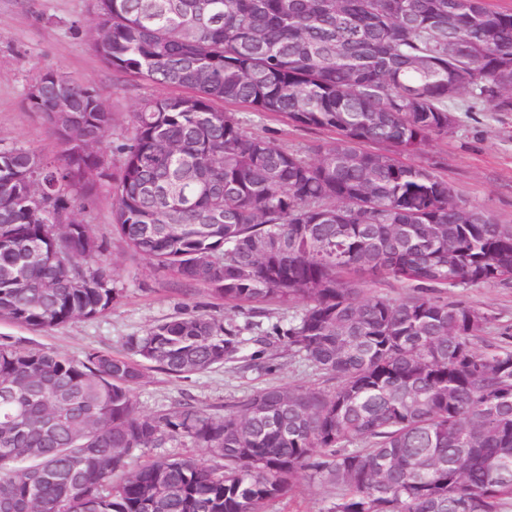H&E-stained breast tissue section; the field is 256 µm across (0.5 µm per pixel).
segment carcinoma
Returning a JSON list of instances; mask_svg holds the SVG:
<instances>
[{
	"mask_svg": "<svg viewBox=\"0 0 512 512\" xmlns=\"http://www.w3.org/2000/svg\"><path fill=\"white\" fill-rule=\"evenodd\" d=\"M91 47L146 98L109 173L112 112L45 71L29 108L60 144L0 147V320L47 331L119 298L106 238L75 217L96 184L136 255L238 306L303 308L275 329L333 388L268 386L228 412L143 414L145 364L185 378L240 345L183 313L81 359L0 342V512H266L306 473L325 512H504L512 503V341L449 288L512 279V227L408 164L477 103L512 112V10L487 0H96ZM226 105L336 134L306 154ZM377 149L371 150L369 146ZM394 281L403 297L370 293ZM188 441L210 461L148 448Z\"/></svg>",
	"mask_w": 512,
	"mask_h": 512,
	"instance_id": "cac0c4a2",
	"label": "carcinoma"
}]
</instances>
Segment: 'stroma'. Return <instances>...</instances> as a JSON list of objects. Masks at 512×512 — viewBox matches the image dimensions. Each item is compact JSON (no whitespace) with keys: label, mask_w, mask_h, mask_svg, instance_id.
<instances>
[{"label":"stroma","mask_w":512,"mask_h":512,"mask_svg":"<svg viewBox=\"0 0 512 512\" xmlns=\"http://www.w3.org/2000/svg\"><path fill=\"white\" fill-rule=\"evenodd\" d=\"M96 23L93 0H0V144L21 146L47 157L58 152L44 116L32 111L26 101L29 87L47 68L97 90L113 114L109 138L115 142L129 133L131 116L141 99L165 95V88L116 75L95 55L90 39ZM237 115L248 130L295 150L304 151L331 138L325 131L259 119L243 108ZM406 161L435 168L458 197L492 213L498 223L512 225V112L457 113L448 135L407 156ZM76 217L91 225L97 235L108 237L115 286L123 292L120 302L96 318L49 331H32L0 320V337L76 358L91 349L121 354L128 337L143 334L157 321L181 311H196L231 319L241 328L236 360L184 379L147 371L134 391L142 413L189 402L222 414L269 385L333 387V380L268 338L272 325L300 310L302 301L231 308L206 287L186 284L172 272L133 255L111 234L108 184L97 186L91 204L78 209ZM446 298L491 316L486 341H499L512 330V281L453 288ZM334 495L333 488L304 475L268 512H323Z\"/></svg>","instance_id":"35a3bbf8"}]
</instances>
